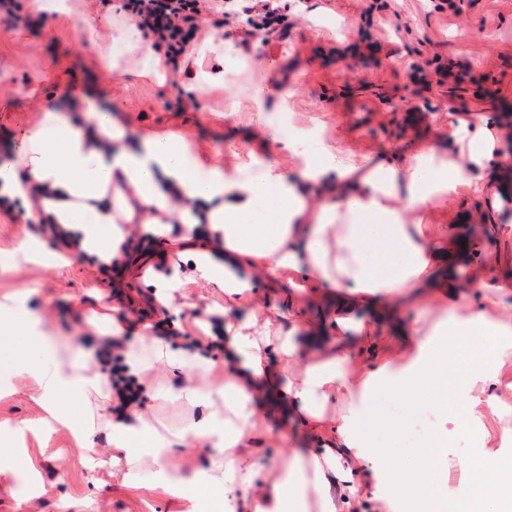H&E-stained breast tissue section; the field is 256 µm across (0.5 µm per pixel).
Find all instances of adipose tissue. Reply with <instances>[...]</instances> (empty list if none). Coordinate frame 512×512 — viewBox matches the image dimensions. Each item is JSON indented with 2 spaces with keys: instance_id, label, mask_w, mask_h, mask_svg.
I'll use <instances>...</instances> for the list:
<instances>
[{
  "instance_id": "ef3b65f1",
  "label": "adipose tissue",
  "mask_w": 512,
  "mask_h": 512,
  "mask_svg": "<svg viewBox=\"0 0 512 512\" xmlns=\"http://www.w3.org/2000/svg\"><path fill=\"white\" fill-rule=\"evenodd\" d=\"M79 31L99 43L91 21H81ZM99 45V54L110 67L129 56L143 69L155 72L161 67L153 39L135 25H116L109 41ZM71 110L87 113L91 130L73 128L66 117ZM483 134V129L465 126L453 131L454 143L469 150L464 163L443 160L436 146L421 149L408 165L379 162L364 171L330 156L308 164L291 181L271 168L243 167L236 174H225L190 157L173 138L125 147L111 115L93 97L75 103L59 98L47 107L43 126L22 143L20 171L0 178V195L25 198L30 189H37L38 219L79 235L80 248L105 263L120 257L125 236L116 228L110 235L99 233V226L138 219L144 231L155 232L162 215L173 211V195H181L198 206L210 234L219 235L224 243L223 260L196 262L201 278L223 288L236 302L250 289L249 280L240 275L242 269L259 275L275 270L305 272L309 283L326 281L341 292L335 326L342 331L351 322L350 311L360 305L388 311L400 303L436 296L435 273L443 252L425 235L422 217L464 187L496 202L495 187L481 172ZM331 169L337 172L333 181L326 178ZM108 325L110 336L123 345L130 373L144 379L153 398L170 396L168 390L146 380L157 365H173L193 374V382L177 394L198 411L188 427L156 433L135 411L128 421L112 422L101 412L104 393L99 374L52 349L33 356L29 365L43 397L51 403L66 396L77 398L87 431L105 427L127 443L150 436L163 449L189 439L210 444L204 481L227 494L226 512H350L354 499L374 500L381 495L446 506V481L438 477L437 469L447 456L448 429L454 426L487 441V430L475 422L477 410L454 424L440 423L420 454L424 479L401 474L384 491L375 483L353 481V467L367 458L354 424L378 385L407 399L409 405L430 400L447 411L450 352L459 337L483 326L492 335L512 336V320H492L482 311H452L446 319L407 329L411 355L393 349L389 360L363 372L349 368L345 346L336 343L325 348L320 359L283 389L304 411L303 423L316 432L318 448L295 453L288 466L269 480L262 478L258 467L263 441L252 421L253 403L272 382L267 353L291 360L298 356L293 332L275 342L269 322L252 319L238 325L224 345L236 364L234 374L226 382L214 383L206 379L213 364L199 348L174 351L157 341L145 350L125 341V325L117 318H109ZM336 395L357 398L358 403L335 430L326 433L315 406Z\"/></svg>"
}]
</instances>
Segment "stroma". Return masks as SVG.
Instances as JSON below:
<instances>
[{
    "label": "stroma",
    "mask_w": 512,
    "mask_h": 512,
    "mask_svg": "<svg viewBox=\"0 0 512 512\" xmlns=\"http://www.w3.org/2000/svg\"><path fill=\"white\" fill-rule=\"evenodd\" d=\"M70 4L72 20L53 25L32 21L31 0H16L13 17L0 16L5 163L16 162L23 140L42 126L47 99L68 90L109 103L125 145L172 136L193 158L228 174L245 165L269 166L293 177L326 151L348 162L367 157L400 164L432 144L454 155L453 128L462 121L482 126L492 135L483 165L498 182V210L490 211L486 200L469 190L432 210L427 221L440 238L455 225L469 227L466 245L448 271L450 288L431 308L400 307L393 324L376 319L373 308L355 309L348 350L354 367L376 364L377 350L398 346V326L444 317L461 292L473 310L493 319L512 317L511 308L492 305L491 290L472 285L480 273L492 283L512 279V265L496 263L498 256L512 257V0H463L456 14L435 10L432 0H279L283 39L225 59L223 88L200 97L195 112L174 106L189 77L169 70L161 84L125 62L103 69L97 45L78 35L76 20L112 14L119 0ZM451 61L459 65L460 81L423 83V75ZM257 89L266 102L279 103V111L257 112ZM185 232L170 224L148 250L130 249L125 289L117 299L95 258L60 252L47 225L21 224L0 212V297H16L36 317L33 330L0 350L35 351L45 341L110 377L111 362L96 358L105 335L98 317L110 308L126 315L144 308L160 276L180 284L161 303L164 318L181 332L170 340L171 349L206 340L212 321L237 325L255 311L276 324L295 321L304 349L335 338L334 285L321 283L313 294L300 290L299 274L283 272L253 281L252 300L229 308L223 290L200 278L191 258L172 250L171 239ZM371 318L377 329L368 344L357 325ZM502 363L512 369V352L501 353L491 337L479 331L465 337L448 383L449 413L466 414L475 371ZM496 395L484 426L488 448L502 460L512 458V390ZM373 403L383 421L368 434L382 451L377 463L384 481L391 475L389 461L415 468L417 450L405 443L408 421L390 412L404 407V400L380 388ZM253 408L264 439L258 459L263 472L283 468L293 452L314 449L299 405L283 411L259 400ZM60 411L66 424L48 414L31 377L0 373V440L9 446L0 454V512H221L223 492L201 481L208 448L175 445L158 455L143 444L123 449L115 446L110 430L84 436L76 402H63ZM129 454L140 457L139 467L113 472V457Z\"/></svg>",
    "instance_id": "35a3bbf8"
}]
</instances>
